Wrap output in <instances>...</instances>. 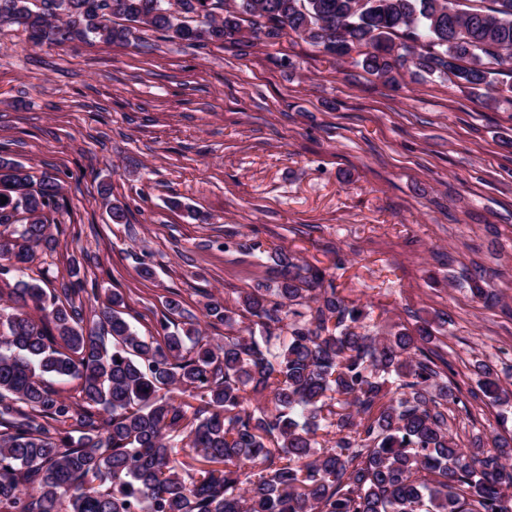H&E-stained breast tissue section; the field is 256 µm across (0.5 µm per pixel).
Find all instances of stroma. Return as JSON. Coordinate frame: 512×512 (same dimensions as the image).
<instances>
[{
    "instance_id": "1",
    "label": "stroma",
    "mask_w": 512,
    "mask_h": 512,
    "mask_svg": "<svg viewBox=\"0 0 512 512\" xmlns=\"http://www.w3.org/2000/svg\"><path fill=\"white\" fill-rule=\"evenodd\" d=\"M361 58L289 36L243 58L151 31L37 46L0 27V152L62 186L49 263L87 252V281L121 292L150 335L169 291L194 313L210 294L236 305L273 278L278 246L329 268L369 331L447 314L433 347L462 389L479 362L512 376V104L406 68L390 86ZM104 182L128 224L111 222ZM450 426L492 447L512 437V404L469 400Z\"/></svg>"
}]
</instances>
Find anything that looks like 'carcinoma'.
Segmentation results:
<instances>
[{"mask_svg": "<svg viewBox=\"0 0 512 512\" xmlns=\"http://www.w3.org/2000/svg\"><path fill=\"white\" fill-rule=\"evenodd\" d=\"M36 45L130 43L139 29L198 48L296 36L385 84L415 68L469 90L512 89V0H0ZM346 38L333 39L336 26ZM0 512H512V440L462 448L448 405L467 408L429 347L433 321L384 336L326 268L268 253L274 285L237 308L211 298L202 334L179 294L156 335L125 318L123 295L98 305L79 265L27 273L58 242L59 178L0 155ZM258 328L243 335L237 316ZM478 391L508 389L486 364ZM77 381L81 401L55 384Z\"/></svg>", "mask_w": 512, "mask_h": 512, "instance_id": "obj_1", "label": "carcinoma"}]
</instances>
